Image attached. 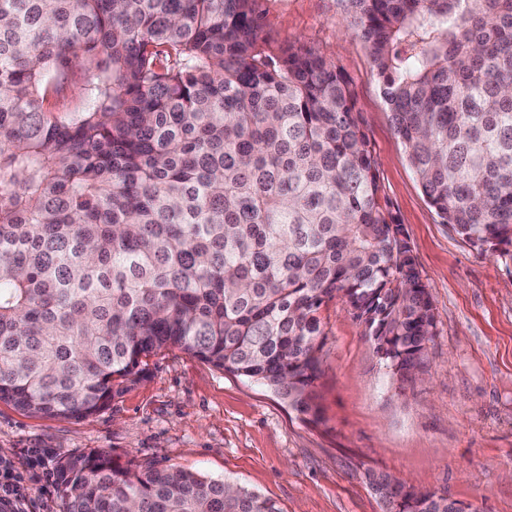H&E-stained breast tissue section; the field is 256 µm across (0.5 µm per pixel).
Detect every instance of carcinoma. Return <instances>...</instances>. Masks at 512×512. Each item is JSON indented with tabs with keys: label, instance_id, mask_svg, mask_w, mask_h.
Returning a JSON list of instances; mask_svg holds the SVG:
<instances>
[{
	"label": "carcinoma",
	"instance_id": "obj_1",
	"mask_svg": "<svg viewBox=\"0 0 512 512\" xmlns=\"http://www.w3.org/2000/svg\"><path fill=\"white\" fill-rule=\"evenodd\" d=\"M343 2L427 202L512 261V0ZM74 66L85 107L62 112ZM336 297L391 378L424 374L433 303L341 68L271 45L258 0H0V402L87 418L178 348L317 423ZM56 475L63 512H281L99 450Z\"/></svg>",
	"mask_w": 512,
	"mask_h": 512
}]
</instances>
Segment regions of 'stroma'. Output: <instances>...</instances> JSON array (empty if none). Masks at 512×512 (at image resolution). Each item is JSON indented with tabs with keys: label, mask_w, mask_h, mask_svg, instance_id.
Here are the masks:
<instances>
[{
	"label": "stroma",
	"mask_w": 512,
	"mask_h": 512,
	"mask_svg": "<svg viewBox=\"0 0 512 512\" xmlns=\"http://www.w3.org/2000/svg\"><path fill=\"white\" fill-rule=\"evenodd\" d=\"M273 45L301 42L348 76L382 195L414 245L434 305L422 380L382 366L341 299L320 311L324 424L265 387L179 349L86 419L44 418L0 402V459L27 476L90 449L245 486L281 512H382L367 473L512 512V262L482 254L442 224L391 126L368 52L345 31L342 0H262Z\"/></svg>",
	"instance_id": "stroma-1"
}]
</instances>
